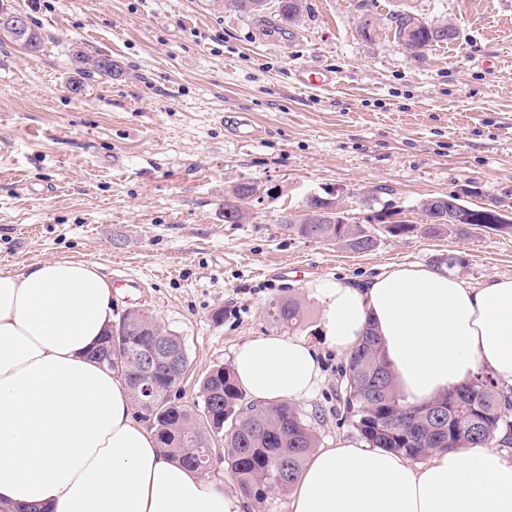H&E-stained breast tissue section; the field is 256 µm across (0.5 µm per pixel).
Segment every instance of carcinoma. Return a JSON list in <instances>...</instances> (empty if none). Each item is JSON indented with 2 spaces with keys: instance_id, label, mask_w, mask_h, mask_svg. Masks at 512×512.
<instances>
[{
  "instance_id": "cac0c4a2",
  "label": "carcinoma",
  "mask_w": 512,
  "mask_h": 512,
  "mask_svg": "<svg viewBox=\"0 0 512 512\" xmlns=\"http://www.w3.org/2000/svg\"><path fill=\"white\" fill-rule=\"evenodd\" d=\"M216 4L242 15L265 13L267 0H216ZM302 0H279L278 13L285 21L296 20ZM394 38L413 54L431 45L452 40L456 29L446 21L411 29L402 10L390 15ZM0 34L23 49L35 43L40 52L42 38L32 23L19 34L0 27ZM94 73L110 78L118 74L112 59L98 56L92 60ZM253 185L240 182L224 198V209L233 213L234 223L243 219L241 203L252 196ZM331 203L310 199L303 213H290L280 220L287 233L320 242L348 244L354 251L372 248L371 230L363 224L307 223L309 213L327 209ZM269 314L277 321L296 322L301 305L294 298H282L269 304ZM106 339L94 346L91 355L112 371L125 376L136 406L147 405L145 418L155 429L159 448L202 475L211 472L209 454L216 462L227 464L235 474L240 492L259 503L267 499L269 475L284 471L275 489L285 491L297 479L307 455L317 447V437L304 415L287 402L257 405L234 382L232 370L213 367L199 384L200 400L188 405L181 401V385L189 367L182 337L162 326L157 319L137 311L127 312L112 325V356L98 354ZM181 353L172 365L161 364L147 375L153 394L141 391L143 382L136 376L140 358L156 347ZM345 376L349 396L347 411L364 442L384 448L411 460L426 457L434 448H452L465 444L496 442L512 445V397L488 378L479 377L465 387L451 390L424 405H411L398 393L379 336L370 328L347 356Z\"/></svg>"
}]
</instances>
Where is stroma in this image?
<instances>
[{
	"label": "stroma",
	"mask_w": 512,
	"mask_h": 512,
	"mask_svg": "<svg viewBox=\"0 0 512 512\" xmlns=\"http://www.w3.org/2000/svg\"><path fill=\"white\" fill-rule=\"evenodd\" d=\"M0 1L44 36L34 56L0 40V270L74 258L139 278V291L115 293L113 314L144 309L182 336L185 404L246 340L302 338L322 379L297 408L319 446L359 441L346 356L322 344L313 285L448 254L469 285L512 276V233L425 230L419 209L470 184L481 194L468 205L512 213V0H303L292 24L273 5L252 17L213 0ZM401 3L457 37L412 56L389 20ZM79 50L112 57L121 76L81 71ZM303 67L336 82L301 87ZM231 112L265 134L232 139ZM243 181L257 193L242 223H225L224 195ZM315 194L354 223L390 208L418 230L368 252L283 232L280 217ZM288 296L301 304L290 327L267 314Z\"/></svg>",
	"instance_id": "obj_1"
}]
</instances>
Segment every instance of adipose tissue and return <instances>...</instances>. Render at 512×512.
I'll return each instance as SVG.
<instances>
[{"label": "adipose tissue", "instance_id": "ef3b65f1", "mask_svg": "<svg viewBox=\"0 0 512 512\" xmlns=\"http://www.w3.org/2000/svg\"><path fill=\"white\" fill-rule=\"evenodd\" d=\"M326 345L351 351L374 328L395 385L420 404L475 376L512 387V278L481 287L423 265H392L362 286L319 284ZM112 321L96 263L0 272V507L38 512H242V500L165 455L133 415L120 375L90 348ZM237 383L260 404L310 396L321 378L303 339L238 346ZM289 512H512V455L479 444L418 466L339 441L315 449Z\"/></svg>", "mask_w": 512, "mask_h": 512}]
</instances>
